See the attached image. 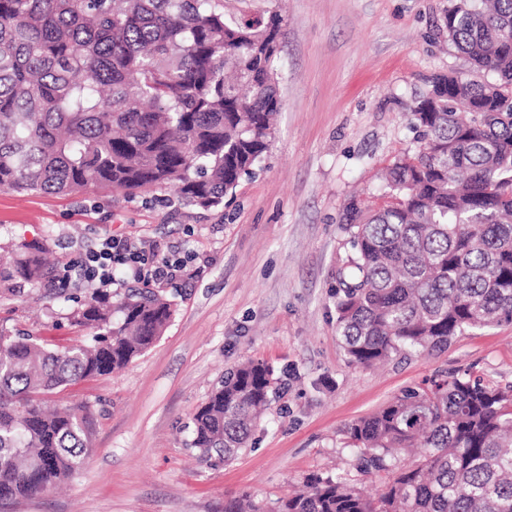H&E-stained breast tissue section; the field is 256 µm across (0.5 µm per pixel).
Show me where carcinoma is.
<instances>
[{"label":"carcinoma","mask_w":512,"mask_h":512,"mask_svg":"<svg viewBox=\"0 0 512 512\" xmlns=\"http://www.w3.org/2000/svg\"><path fill=\"white\" fill-rule=\"evenodd\" d=\"M281 22L243 20L224 0H0V191L154 188L223 204L282 108ZM445 28L486 78L435 77L411 112L419 146L388 168L383 201L345 208L336 335L354 366L512 323V0H451ZM14 263L66 296L39 254ZM174 312L145 286L92 293L66 314L92 334L67 347L0 327L1 502L66 483L92 447L91 405L49 411L46 397L123 371ZM275 394L271 366L239 364L193 415L187 446L236 459ZM344 436L354 472L313 474L273 502L242 492L224 512H512V385L436 371Z\"/></svg>","instance_id":"obj_1"}]
</instances>
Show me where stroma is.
Masks as SVG:
<instances>
[{
  "mask_svg": "<svg viewBox=\"0 0 512 512\" xmlns=\"http://www.w3.org/2000/svg\"><path fill=\"white\" fill-rule=\"evenodd\" d=\"M450 0H226L251 16L280 11L283 108L262 161L223 205L202 209L147 190L0 192V319L75 343L79 328L43 284L16 272L13 246L42 247L57 268L112 236L152 254L187 255L165 334L124 371L53 394L89 402L93 444L69 484L0 512H224L248 490L269 500L313 473L350 469L342 431L437 371L512 385V324L466 332L436 356L348 363L336 337V270L352 196L373 201L382 173L413 154L415 99L432 78L473 77L444 30ZM247 358L274 369L278 394L235 461H200L188 426L225 373Z\"/></svg>",
  "mask_w": 512,
  "mask_h": 512,
  "instance_id": "35a3bbf8",
  "label": "stroma"
}]
</instances>
